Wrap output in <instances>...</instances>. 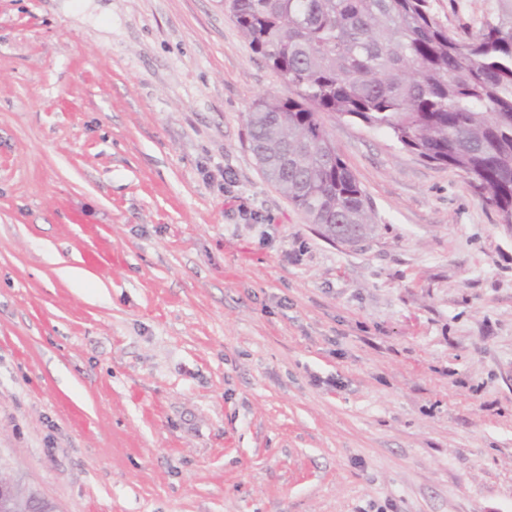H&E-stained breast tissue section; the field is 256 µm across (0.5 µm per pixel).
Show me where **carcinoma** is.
Wrapping results in <instances>:
<instances>
[{
  "instance_id": "carcinoma-1",
  "label": "carcinoma",
  "mask_w": 512,
  "mask_h": 512,
  "mask_svg": "<svg viewBox=\"0 0 512 512\" xmlns=\"http://www.w3.org/2000/svg\"><path fill=\"white\" fill-rule=\"evenodd\" d=\"M229 10L288 90L251 106L253 151L311 223L333 236L374 230L328 114L458 171L512 225V0H496L465 37L436 19L433 0H229Z\"/></svg>"
}]
</instances>
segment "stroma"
<instances>
[{
  "label": "stroma",
  "instance_id": "1",
  "mask_svg": "<svg viewBox=\"0 0 512 512\" xmlns=\"http://www.w3.org/2000/svg\"><path fill=\"white\" fill-rule=\"evenodd\" d=\"M285 91L224 0H0V463L60 512H512V232L327 115L376 225L327 240L251 149Z\"/></svg>",
  "mask_w": 512,
  "mask_h": 512
}]
</instances>
